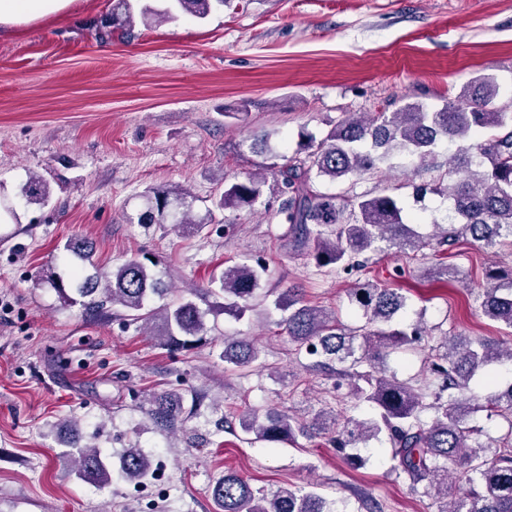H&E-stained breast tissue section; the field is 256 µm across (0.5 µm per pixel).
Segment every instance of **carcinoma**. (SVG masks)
Masks as SVG:
<instances>
[{
    "label": "carcinoma",
    "instance_id": "obj_1",
    "mask_svg": "<svg viewBox=\"0 0 512 512\" xmlns=\"http://www.w3.org/2000/svg\"><path fill=\"white\" fill-rule=\"evenodd\" d=\"M174 5L197 18H206L214 5L224 0H172ZM131 0H116L111 30L133 27ZM495 82L475 79L468 91L428 111L421 103H407L395 112H377L366 118L349 114L317 140L308 137L294 157L281 164L282 155L268 146V135H254L244 143L253 153H265V173L243 181L224 184L215 201L222 210L250 208L263 193L267 176H272L284 200L277 211L288 224V245L296 252L312 248L316 267L328 272L350 274L364 266L361 257L384 242L408 256L436 241L453 250L469 238L485 248L512 246V107L496 106ZM448 146V170L433 182L415 187L416 196L427 193L448 197V224L437 225L434 238L422 236L408 222L398 200L390 194H353L336 197L318 191L314 179L331 181L390 166L402 159L413 171L425 168L442 146ZM26 203L44 204L49 190L42 179L31 177L21 187ZM194 197L175 187L142 195L140 209L127 216L129 223L171 224L185 233L203 228L192 218ZM63 250L69 256L70 278L52 272L42 283L54 289L67 306L79 305L102 314L112 306L122 307L129 320L151 325L161 344L189 351L199 337L209 332L206 312L198 300L206 295H224V310L240 315L249 308L262 287L266 265L245 258L211 275L204 292L194 291L173 302L164 301L167 289L139 256L126 258L112 271L103 272L93 260L87 241H69ZM95 272L84 274L86 266ZM163 303L151 307L154 298ZM482 315L512 331V267L489 268L476 297ZM349 302L362 313L364 324L348 327L332 310L311 305L301 289L286 288L274 299L276 308L288 312L283 325L295 354L312 360L314 367L341 365L336 374L347 381L349 398L368 404L375 419L338 418L325 410L301 421L285 412L253 413L240 422L241 430L255 442L297 443L300 436L335 433L333 443L344 460L372 440L387 438L398 475L409 488L433 495L436 512H512V383L497 389L479 403L466 396L474 377L492 366L512 363V344L488 338L442 337L431 344L432 333L421 322L400 329L391 326L406 309V297L397 288L364 283L349 292ZM428 350L427 373L412 385L387 375V356L396 351ZM261 349L252 339L224 341V362L233 370L249 372L260 362ZM185 393L169 390L155 396L151 418L172 424L185 412ZM432 416L424 418L425 411ZM481 411L500 417L507 432L499 437L491 456L476 440L479 430L468 419ZM79 469L108 484L112 469L95 446L74 444ZM464 468L476 486L457 495L448 486L451 467ZM154 460L140 448L122 455L119 474L127 481L152 475ZM211 495L220 512H335L332 503L314 493L290 488L267 492L253 487L234 472H226L212 486Z\"/></svg>",
    "mask_w": 512,
    "mask_h": 512
}]
</instances>
